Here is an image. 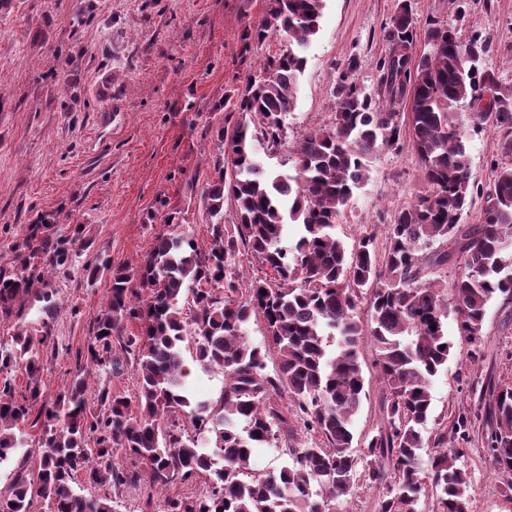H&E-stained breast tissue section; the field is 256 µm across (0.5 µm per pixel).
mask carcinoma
<instances>
[{
	"mask_svg": "<svg viewBox=\"0 0 512 512\" xmlns=\"http://www.w3.org/2000/svg\"><path fill=\"white\" fill-rule=\"evenodd\" d=\"M323 6L324 0H266L262 19L241 36L243 50L283 34L305 46L319 30ZM388 38L398 49L379 61L381 82L390 101L409 100L410 112L385 111L343 74L332 125L299 143L292 175L261 170L255 145L280 144L305 58L291 49L264 56L234 92L237 120L228 114L214 130L222 156L199 194L209 242L198 245L188 230L163 231L135 266L108 260L84 266L91 279L107 273L110 288L86 354L76 355L71 389L44 395L42 356L58 349L50 331L35 338L19 332L12 343L0 342V372L22 367L28 376L18 397L10 380L0 387V465L23 444L14 432L18 423L41 428L37 474H14L9 492L0 494V512H35L39 503L47 512H120L110 490L143 476V512H332L362 474L386 487L379 512H422L430 491L440 512H471L470 480L459 465L468 417L458 416L452 434L431 442L422 433L432 379L452 349L443 323L447 303L424 272L448 263L445 244L453 242L463 267L453 285L457 329L479 342L488 302L512 293V89L476 66L483 42H465L444 23L428 29L427 50L415 54L407 3L392 17ZM464 103L471 112L459 111ZM483 116L505 129L487 191L472 182L465 132ZM407 141L426 193L384 225V250L374 232L347 250L336 224L367 180L373 155ZM483 191L487 206L479 223H461L473 195ZM226 201L235 208L231 224L224 221ZM290 222L301 226V235L287 247L282 235ZM72 244L52 224L29 225L14 271L0 268V313L12 314L17 298L32 294L41 269L66 266ZM243 248L273 276L240 288L231 263ZM365 295L366 323L357 313ZM253 315L265 324L262 348L244 335ZM132 323L139 332L127 331ZM366 340L389 403L385 426L362 458L353 451L352 417L365 394L359 346ZM115 342L135 363L137 392L131 399L103 391L95 415L87 412L85 373L119 367ZM185 342L195 346L203 370L224 372V390L212 403L187 393ZM270 355L277 360L272 375L266 372ZM283 393L289 416L267 405ZM491 406L490 460L512 479V385L499 388ZM296 422L324 446L288 445ZM261 445L281 446L288 464L277 473L254 472L250 457ZM429 447L421 459L419 451ZM118 450L133 469L114 463ZM80 474L100 493L78 492ZM202 480L206 488L197 493L153 500L157 488Z\"/></svg>",
	"mask_w": 512,
	"mask_h": 512,
	"instance_id": "obj_1",
	"label": "carcinoma"
}]
</instances>
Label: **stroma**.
Wrapping results in <instances>:
<instances>
[{"mask_svg":"<svg viewBox=\"0 0 512 512\" xmlns=\"http://www.w3.org/2000/svg\"><path fill=\"white\" fill-rule=\"evenodd\" d=\"M401 2L325 0L320 29L303 51L306 66L283 140L258 153L264 169L293 173L297 143L334 118L341 74L380 104L407 111L405 100H390L377 66L394 49L387 31ZM409 2L417 50H424L432 22L448 23L462 39L486 40L482 68L512 87V0ZM264 9V0H9L0 9V267L10 266L28 225L43 216L53 218L58 234L89 243L69 274H46L43 286L57 302L53 315L30 297L21 314H0V341L22 329L38 336L47 328L55 336L57 351L42 357L46 394L70 386L75 356L106 306L109 279L88 281L86 263L99 257L136 263L171 218L207 244L208 218L190 182L219 152L213 130L224 120V98L265 54L289 48L281 35L243 52L241 33ZM502 138L491 118L471 132L476 184L492 183ZM423 190L410 146L381 150L337 235L355 247ZM445 328L453 348L430 386L427 431L470 414L460 464L471 479V512H512V490L486 451L495 427L489 396L512 384V297L489 302L478 344L459 336L455 319H446ZM374 358L370 345L361 346L365 394L352 423L359 455L383 426L388 405ZM86 383L95 411L101 390L135 395L137 376L127 362Z\"/></svg>","mask_w":512,"mask_h":512,"instance_id":"stroma-1","label":"stroma"}]
</instances>
